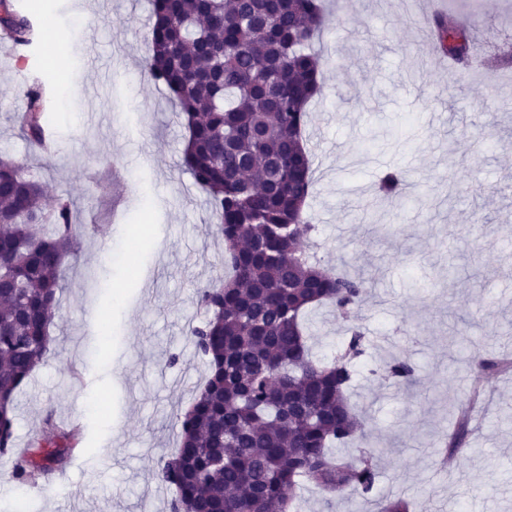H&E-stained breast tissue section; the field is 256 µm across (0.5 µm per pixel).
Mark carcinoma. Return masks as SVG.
Returning <instances> with one entry per match:
<instances>
[{
    "mask_svg": "<svg viewBox=\"0 0 512 512\" xmlns=\"http://www.w3.org/2000/svg\"><path fill=\"white\" fill-rule=\"evenodd\" d=\"M0 0V43L18 52L37 31L32 13ZM324 26L322 0H152L144 58L186 120L182 165L208 195L215 233L224 241V274L198 291L208 317L190 329L208 369L180 420V445L158 465L173 488V512H292L309 484L338 498L373 495L377 454L367 445L346 460L349 441L365 434V417L347 389L366 336L354 323L367 294L363 274H337L311 255L318 231L305 211L312 160L304 146L309 106L322 93L325 62L311 45ZM438 48L461 62L472 57V30L454 18L430 23ZM17 124L45 155L51 114L41 88L24 92ZM404 174L381 179V199L400 197ZM73 213L46 207L39 183L0 157V418L14 425L20 388L45 361L49 328L60 308L61 271L77 256ZM327 305L345 325L343 352L330 363L308 345L305 313ZM387 377L412 385L414 365L385 362ZM512 373V356L479 358L472 374ZM469 425L456 419L448 452L458 453ZM79 430L44 418L13 475L34 483L54 471ZM388 499L379 512H409Z\"/></svg>",
    "mask_w": 512,
    "mask_h": 512,
    "instance_id": "1",
    "label": "carcinoma"
}]
</instances>
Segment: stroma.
I'll use <instances>...</instances> for the list:
<instances>
[{"instance_id": "35a3bbf8", "label": "stroma", "mask_w": 512, "mask_h": 512, "mask_svg": "<svg viewBox=\"0 0 512 512\" xmlns=\"http://www.w3.org/2000/svg\"><path fill=\"white\" fill-rule=\"evenodd\" d=\"M313 48L334 59L312 104L308 209L317 255L336 270L366 271L373 288L360 325L369 340L352 401L367 412L380 451L373 499L328 501L302 491V512H377L381 500L431 491L421 512H512V375H494L471 449L440 469V435L467 397L472 355L448 348L465 320L483 356L512 337V80L485 56L439 61L419 0H340ZM483 42L512 32V0H446ZM150 0H56L39 23L48 38L25 55L0 50V155L42 184L47 204L70 203L77 259L62 268L51 350L17 396L26 446L46 414L82 429L61 468L31 488L0 456V512H169L155 478L175 451L177 412L206 376L188 334L205 318L197 290L224 272L206 194L182 166L184 121L143 66ZM85 20L81 34L70 23ZM68 48L55 61L53 35ZM53 92L57 138L35 156L14 123L26 86ZM391 169L406 189L384 238L374 188ZM456 195H448L447 184ZM460 266L454 280L449 263ZM311 344L333 358L345 327L330 308L312 315ZM417 368L402 387L381 372L390 356Z\"/></svg>"}]
</instances>
